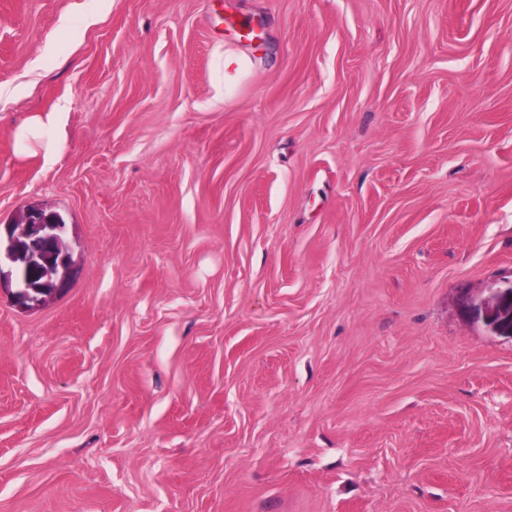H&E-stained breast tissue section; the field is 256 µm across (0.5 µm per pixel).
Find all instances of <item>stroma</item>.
Here are the masks:
<instances>
[{
  "mask_svg": "<svg viewBox=\"0 0 512 512\" xmlns=\"http://www.w3.org/2000/svg\"><path fill=\"white\" fill-rule=\"evenodd\" d=\"M34 208L0 512H512V0H0ZM64 225L42 210H33L26 215L25 224L16 226L21 227V235L28 240L21 242L26 289L41 295H50L54 291V277L70 262L61 236Z\"/></svg>",
  "mask_w": 512,
  "mask_h": 512,
  "instance_id": "stroma-1",
  "label": "stroma"
}]
</instances>
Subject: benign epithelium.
I'll return each mask as SVG.
<instances>
[{"label": "benign epithelium", "mask_w": 512, "mask_h": 512, "mask_svg": "<svg viewBox=\"0 0 512 512\" xmlns=\"http://www.w3.org/2000/svg\"><path fill=\"white\" fill-rule=\"evenodd\" d=\"M64 224L42 210H33L21 225L22 260L25 263L23 284L41 295L54 291V277L67 268L70 254L62 240Z\"/></svg>", "instance_id": "7a95c632"}]
</instances>
